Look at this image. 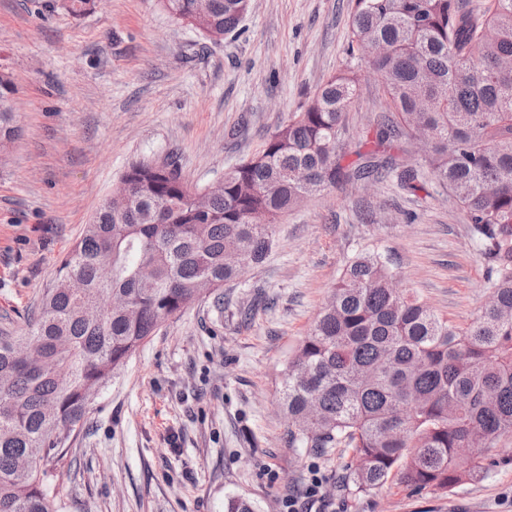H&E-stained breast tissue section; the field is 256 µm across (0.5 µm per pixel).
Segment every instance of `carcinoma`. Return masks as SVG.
<instances>
[{
	"label": "carcinoma",
	"mask_w": 512,
	"mask_h": 512,
	"mask_svg": "<svg viewBox=\"0 0 512 512\" xmlns=\"http://www.w3.org/2000/svg\"><path fill=\"white\" fill-rule=\"evenodd\" d=\"M208 40L239 26L246 0H161ZM346 66L280 125L262 150L224 173L207 209L205 187L172 162L135 161L116 205L101 204L60 261L34 324L0 333V512H52L40 462L63 453L62 434L85 417L91 392L112 381L167 319L211 285L237 279L234 251L252 267L276 245L283 214L328 187L394 178L416 191L428 174L461 207L488 266L494 306L457 327L404 288L386 258L365 250L345 266L332 300L288 363L281 405L290 443L351 448L358 492L391 475L417 491H450L480 475L485 453L512 433V0H351ZM388 105L374 148L345 164L341 136L359 66ZM17 88L0 72V144L18 136ZM428 145L422 163L391 154L412 124ZM475 440L473 465L457 448Z\"/></svg>",
	"instance_id": "obj_1"
}]
</instances>
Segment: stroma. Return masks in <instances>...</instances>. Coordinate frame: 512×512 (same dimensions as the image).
Here are the masks:
<instances>
[{
	"label": "stroma",
	"instance_id": "35a3bbf8",
	"mask_svg": "<svg viewBox=\"0 0 512 512\" xmlns=\"http://www.w3.org/2000/svg\"><path fill=\"white\" fill-rule=\"evenodd\" d=\"M349 0H253L214 44L159 0H0V71L11 74L15 141L0 166V329H24L62 257L128 166L175 156L205 185L256 155L346 60ZM386 107L360 71L343 146L364 148ZM266 261L163 322L92 396L68 452L47 462L54 512H286L312 470L322 512H512V435L452 491L389 477L355 492L348 448H294L280 411L294 357L348 260L387 255L399 285L465 327L489 295L470 226L445 189L331 187L281 216Z\"/></svg>",
	"mask_w": 512,
	"mask_h": 512
}]
</instances>
